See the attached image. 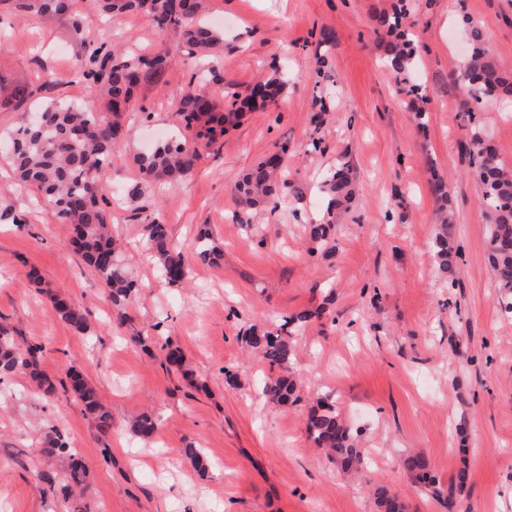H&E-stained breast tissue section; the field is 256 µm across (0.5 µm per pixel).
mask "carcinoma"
Returning <instances> with one entry per match:
<instances>
[{
	"mask_svg": "<svg viewBox=\"0 0 512 512\" xmlns=\"http://www.w3.org/2000/svg\"><path fill=\"white\" fill-rule=\"evenodd\" d=\"M35 16L51 14L67 18L71 38L82 42L75 56L74 76L98 87L103 98L102 108L67 105L46 106L34 117L8 136L7 152L19 182L36 189L44 205L73 230L72 243L84 263L93 269L108 290L112 306L121 311L132 301L137 288L128 267L120 260L119 250L109 234L112 213L106 192L111 167L112 150L125 139L123 116L137 89L143 84L165 82L174 61L170 50L154 53L121 52L112 47L108 34L97 42L83 41V20L77 15L73 0H13ZM107 16L137 14L162 29L178 33L180 44L190 53L215 57L223 36L206 20L209 0H97ZM405 8L402 0L391 4V10L379 14L377 22L391 40L385 45L386 64L391 70L397 91L410 98L417 119L425 118L426 98L421 86L414 81L416 34L403 27ZM267 80L257 83L244 97L229 94L224 81L216 75L215 67L209 83L192 87L180 94L178 115L192 138L174 136L159 143L151 153L139 154L136 162L140 181L130 185L124 194L126 206L133 211L144 209L145 189L159 178L177 181L194 168L200 157L199 147L209 148L224 136L229 125L247 110L256 106L278 107L287 81L277 66ZM464 94L484 102L512 96V77L504 74L485 46L484 31L472 26L470 49L465 65L456 77ZM34 94L27 84L16 85L0 108L21 109ZM477 177L481 185L479 204L490 216L488 263L500 290L504 308L512 314V170L504 166L495 150L474 151ZM284 155L271 153L256 165L239 174L234 183V195L245 210L277 205L290 192L291 184L285 171ZM332 195L330 206L338 208L350 202L354 189L348 172L337 168L327 176ZM430 191L438 203L439 232L436 238L438 272L448 273V189L445 182L435 178ZM333 226L330 223L307 225L310 241L318 247L329 245ZM148 250L158 259L160 271L167 283L182 285L192 274L184 254L171 246L168 227L160 216L145 225ZM55 307L63 321L84 333L89 329L88 312L72 305L62 296L54 297ZM311 314L303 312L284 320L275 331L250 327L243 341L254 353L280 375L264 382L262 395L272 403L286 405L298 400V384L291 364L294 357V336L302 329ZM40 347L18 344L13 332L0 325V381L13 376H27L49 392L53 383L37 364ZM69 387L85 409L93 415L98 433H112L111 414L100 403L97 393L84 374L77 369L67 372ZM131 432L150 439L157 430L156 421L148 416L136 418ZM308 436L318 448L329 454L347 469L362 463L364 452L359 448V432L336 412L326 395L307 415ZM43 453L55 459L60 470L43 475L49 490L61 495L71 504L73 512H86L74 489L84 484L87 476L83 462L69 442L55 429L44 437ZM403 467L416 479L430 483L429 464L421 454L403 459ZM381 512H405V505L384 487L374 491Z\"/></svg>",
	"mask_w": 512,
	"mask_h": 512,
	"instance_id": "1",
	"label": "carcinoma"
}]
</instances>
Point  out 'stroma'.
Segmentation results:
<instances>
[{
  "instance_id": "1",
  "label": "stroma",
  "mask_w": 512,
  "mask_h": 512,
  "mask_svg": "<svg viewBox=\"0 0 512 512\" xmlns=\"http://www.w3.org/2000/svg\"><path fill=\"white\" fill-rule=\"evenodd\" d=\"M389 0H212L223 20L217 65L227 91H245L279 67L288 78L280 109L256 108L207 149L191 175L149 187L139 215L113 208L112 234L138 292L124 312L74 252L68 224L16 179L0 149V324L19 344L41 348V370L57 382L44 395L29 378L0 383V512H69L42 473L54 461L40 448L58 429L84 461L91 512H379L383 486L407 512H512V314L501 307L487 259L480 184L466 146L484 127L512 167V96L470 115L456 75L468 27L480 26L493 58L512 74V0H408L420 35L416 80L428 97L417 123L384 62L376 16ZM56 17L0 10V90L28 82L31 107L100 104L95 85L71 79L79 47ZM118 42L135 53L175 49L173 31L122 15ZM329 67L317 75L316 59ZM201 63L180 52L165 82L136 92L126 140L112 154L111 194L138 181L133 154L174 130L180 93ZM55 83H45L46 74ZM322 94L325 108L313 97ZM275 151L288 158L295 192L278 210L239 219L238 174ZM348 164L358 191L351 207L328 212L326 172ZM448 186L454 255L437 278L432 176ZM167 224L193 278L168 285L145 251L144 226ZM335 226L334 249L315 248L310 224ZM221 258L197 255L200 229ZM65 296L91 314L81 334L50 300ZM292 369L300 400L277 406L259 385L277 368L247 350L250 325L273 327L301 312ZM177 351L194 370L186 382L169 368ZM78 369L112 414V433L63 387ZM361 429L364 461L346 472L315 448L305 429L317 397ZM158 422L153 442L129 421ZM202 449L206 471L186 457ZM420 453L442 496L408 474L402 459ZM465 483H458L459 473Z\"/></svg>"
}]
</instances>
